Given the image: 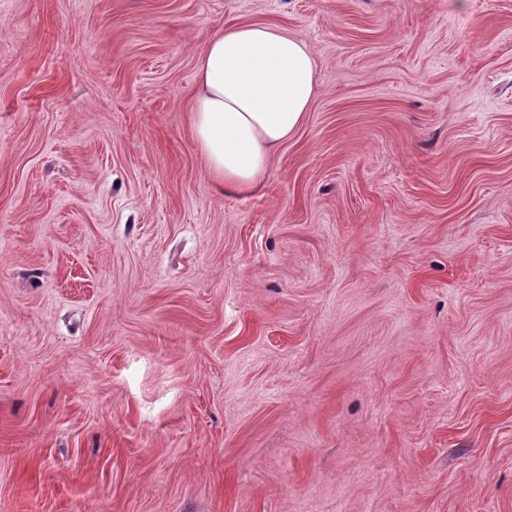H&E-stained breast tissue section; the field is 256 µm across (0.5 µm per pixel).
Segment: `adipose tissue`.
<instances>
[{"label": "adipose tissue", "instance_id": "obj_1", "mask_svg": "<svg viewBox=\"0 0 512 512\" xmlns=\"http://www.w3.org/2000/svg\"><path fill=\"white\" fill-rule=\"evenodd\" d=\"M315 69L307 44L273 24L241 23L210 37L196 71L192 131L226 188L245 193L263 180L310 109Z\"/></svg>", "mask_w": 512, "mask_h": 512}]
</instances>
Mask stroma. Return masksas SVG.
Returning a JSON list of instances; mask_svg holds the SVG:
<instances>
[{"instance_id": "1", "label": "stroma", "mask_w": 512, "mask_h": 512, "mask_svg": "<svg viewBox=\"0 0 512 512\" xmlns=\"http://www.w3.org/2000/svg\"><path fill=\"white\" fill-rule=\"evenodd\" d=\"M243 22L316 95L237 194ZM0 512H512V0H0ZM315 69L307 44L273 24L241 23L210 37L191 121L195 143L224 187L245 193L263 180L310 109Z\"/></svg>"}]
</instances>
